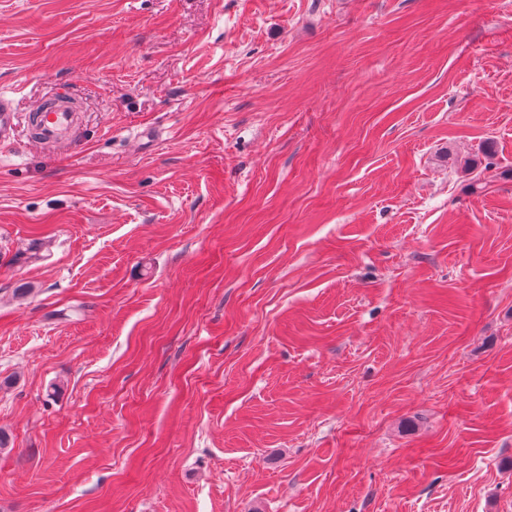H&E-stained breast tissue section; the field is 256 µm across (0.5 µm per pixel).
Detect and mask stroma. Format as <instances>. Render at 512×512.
I'll use <instances>...</instances> for the list:
<instances>
[{"label": "stroma", "mask_w": 512, "mask_h": 512, "mask_svg": "<svg viewBox=\"0 0 512 512\" xmlns=\"http://www.w3.org/2000/svg\"><path fill=\"white\" fill-rule=\"evenodd\" d=\"M1 91L83 134L0 145V512H512V0H0ZM75 112L74 107L66 101L40 111L35 121L26 126L29 137L44 145L57 144L63 140L72 142L80 126Z\"/></svg>", "instance_id": "35a3bbf8"}]
</instances>
